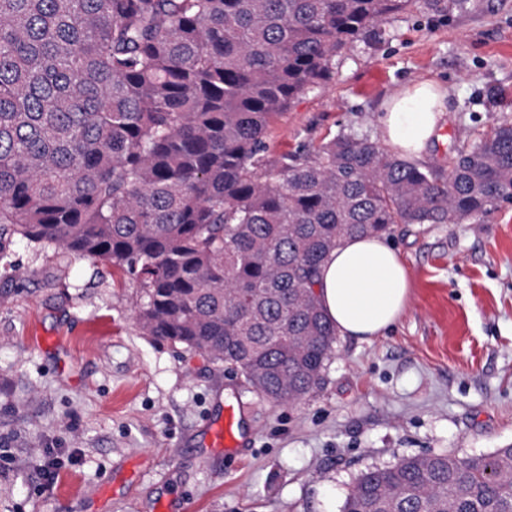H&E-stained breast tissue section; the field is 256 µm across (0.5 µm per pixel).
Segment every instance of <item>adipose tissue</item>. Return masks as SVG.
<instances>
[{"label":"adipose tissue","mask_w":512,"mask_h":512,"mask_svg":"<svg viewBox=\"0 0 512 512\" xmlns=\"http://www.w3.org/2000/svg\"><path fill=\"white\" fill-rule=\"evenodd\" d=\"M446 99L437 82L414 81L385 103L379 138L402 156L424 159L447 110ZM317 294L340 335L370 341L400 319L410 296V275L384 237L352 238L322 265Z\"/></svg>","instance_id":"obj_1"}]
</instances>
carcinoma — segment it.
<instances>
[{"mask_svg": "<svg viewBox=\"0 0 512 512\" xmlns=\"http://www.w3.org/2000/svg\"><path fill=\"white\" fill-rule=\"evenodd\" d=\"M413 0H0V268L18 241L137 283L139 332L292 405L336 328L315 293L352 237L512 203V121L448 175L365 135L266 157L273 119ZM342 512H512V446L368 470Z\"/></svg>", "mask_w": 512, "mask_h": 512, "instance_id": "1", "label": "carcinoma"}]
</instances>
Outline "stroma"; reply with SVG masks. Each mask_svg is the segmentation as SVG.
I'll list each match as a JSON object with an SVG mask.
<instances>
[{"mask_svg": "<svg viewBox=\"0 0 512 512\" xmlns=\"http://www.w3.org/2000/svg\"><path fill=\"white\" fill-rule=\"evenodd\" d=\"M429 78L449 110L427 165L512 118V0L419 5L381 42L358 40L326 86L270 125L267 155L340 132L375 135L382 102ZM407 308L372 342L337 337L300 403L257 394L234 370L141 335L136 283L101 262L20 242L0 272V512H341L355 479L418 454L466 458L512 445V203L480 222L401 224ZM240 408L244 444L208 433ZM59 465L39 466L45 449ZM97 489L81 499L84 489Z\"/></svg>", "mask_w": 512, "mask_h": 512, "instance_id": "obj_1", "label": "stroma"}]
</instances>
